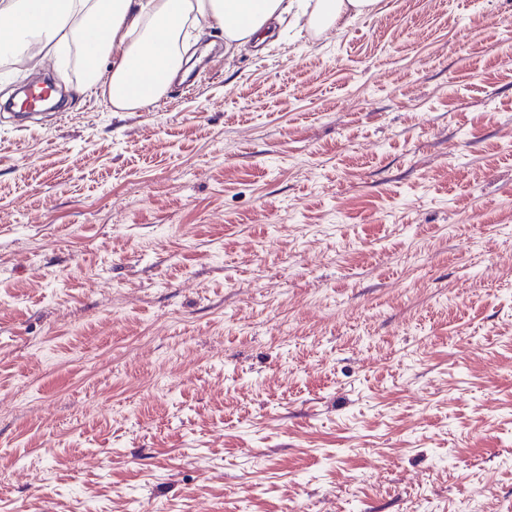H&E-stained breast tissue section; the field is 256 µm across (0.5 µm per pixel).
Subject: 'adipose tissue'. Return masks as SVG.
I'll list each match as a JSON object with an SVG mask.
<instances>
[{"mask_svg": "<svg viewBox=\"0 0 512 512\" xmlns=\"http://www.w3.org/2000/svg\"><path fill=\"white\" fill-rule=\"evenodd\" d=\"M379 0H0V50L37 42L43 57L77 45L90 84L116 112L150 107L191 49L190 32L217 30L227 43L263 36L291 16L323 33L372 13Z\"/></svg>", "mask_w": 512, "mask_h": 512, "instance_id": "obj_1", "label": "adipose tissue"}]
</instances>
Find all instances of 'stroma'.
<instances>
[{
  "mask_svg": "<svg viewBox=\"0 0 512 512\" xmlns=\"http://www.w3.org/2000/svg\"><path fill=\"white\" fill-rule=\"evenodd\" d=\"M200 51L0 70V512H506L512 0Z\"/></svg>",
  "mask_w": 512,
  "mask_h": 512,
  "instance_id": "stroma-1",
  "label": "stroma"
}]
</instances>
